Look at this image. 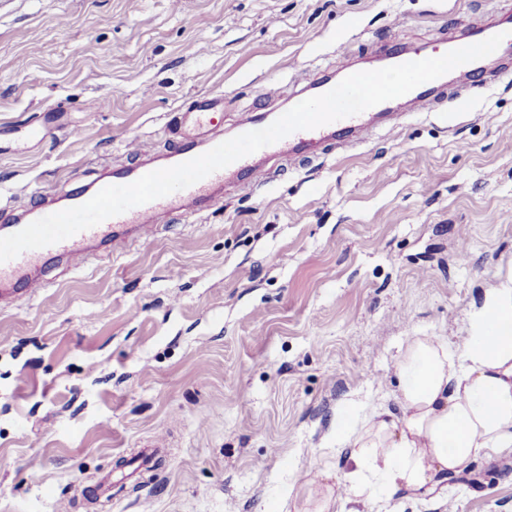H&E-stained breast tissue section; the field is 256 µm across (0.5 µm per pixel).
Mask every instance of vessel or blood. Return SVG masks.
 Segmentation results:
<instances>
[{"mask_svg": "<svg viewBox=\"0 0 512 512\" xmlns=\"http://www.w3.org/2000/svg\"><path fill=\"white\" fill-rule=\"evenodd\" d=\"M498 33L503 34L504 40L494 56L501 61H511L512 16L510 15L506 14L489 23L470 28L465 34V39L467 44L473 45ZM447 84V77L442 76L417 86L404 95L402 100H388L360 114L319 128L293 132L278 142L260 149L258 154L242 157L185 189L132 207L56 244L24 251L12 260L0 263V296L8 297L19 290L38 287L41 277L48 275L59 259H66L68 263L76 266L81 265L87 259L90 247L111 245L115 239L121 238L128 231H135L143 237L148 236L152 231L153 220L159 214H175L190 206H216L221 200L220 191L225 178L231 177L238 180L250 175L257 158L284 154L299 155L319 138L339 139L363 135L369 129L371 119L376 116L386 123H397L402 117L400 105L406 104L416 110L422 109L433 101ZM222 110L219 99H201L195 111L188 113L185 125L178 135L176 146L165 158V166L171 167L191 160L222 143L224 137L218 130L220 124L218 114ZM151 170V165L145 163L128 165L113 170L106 183L127 185ZM103 184L95 182L66 194L61 202L62 208L68 209L86 203L101 190Z\"/></svg>", "mask_w": 512, "mask_h": 512, "instance_id": "obj_1", "label": "vessel or blood"}]
</instances>
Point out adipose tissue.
<instances>
[{
	"label": "adipose tissue",
	"instance_id": "adipose-tissue-1",
	"mask_svg": "<svg viewBox=\"0 0 512 512\" xmlns=\"http://www.w3.org/2000/svg\"><path fill=\"white\" fill-rule=\"evenodd\" d=\"M398 411L374 410L336 439L357 468L420 490L478 452L512 448V289H487L460 345L416 336L397 360Z\"/></svg>",
	"mask_w": 512,
	"mask_h": 512
}]
</instances>
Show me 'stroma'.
Returning a JSON list of instances; mask_svg holds the SVG:
<instances>
[{
  "mask_svg": "<svg viewBox=\"0 0 512 512\" xmlns=\"http://www.w3.org/2000/svg\"><path fill=\"white\" fill-rule=\"evenodd\" d=\"M512 0H0V209L172 148L199 97L287 110L321 71L441 49ZM512 286V76L262 160L223 203L0 304V512H512V448L353 497L336 419ZM328 472L315 482L317 472Z\"/></svg>",
  "mask_w": 512,
  "mask_h": 512,
  "instance_id": "obj_1",
  "label": "stroma"
}]
</instances>
